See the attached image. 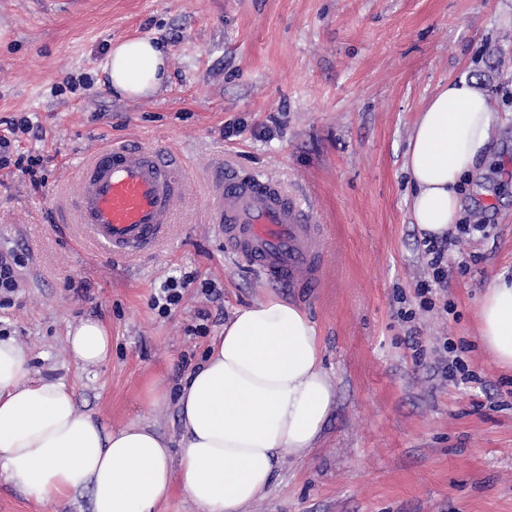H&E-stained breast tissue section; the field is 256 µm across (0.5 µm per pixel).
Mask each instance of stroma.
<instances>
[{
  "label": "stroma",
  "mask_w": 512,
  "mask_h": 512,
  "mask_svg": "<svg viewBox=\"0 0 512 512\" xmlns=\"http://www.w3.org/2000/svg\"><path fill=\"white\" fill-rule=\"evenodd\" d=\"M140 37L166 51L169 79L129 99L103 61ZM456 78L485 91L501 123L493 162L465 184L475 230L445 241L443 291L404 154L427 100ZM23 116L33 128L13 155L46 162L38 187L0 168V252L20 258L0 335L28 350L32 377L64 382L108 426H151L176 456L180 379L237 309L289 299L321 338L335 403L316 448L284 454L246 512H512V372L476 320L487 285L512 278V0H0V133ZM129 138L178 152L185 190L167 241L115 257L54 215L91 150ZM228 167L277 182L324 226L318 292L269 284L225 252L208 205ZM182 275V300L161 313L154 297ZM85 319L112 337L102 364L69 356L67 332ZM447 341L466 379L442 377ZM154 381L167 394L152 403ZM0 512L89 503L40 501L0 476Z\"/></svg>",
  "instance_id": "35a3bbf8"
}]
</instances>
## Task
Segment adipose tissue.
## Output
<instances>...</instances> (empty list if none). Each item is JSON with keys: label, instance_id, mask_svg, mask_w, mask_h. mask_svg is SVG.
I'll list each match as a JSON object with an SVG mask.
<instances>
[{"label": "adipose tissue", "instance_id": "obj_1", "mask_svg": "<svg viewBox=\"0 0 512 512\" xmlns=\"http://www.w3.org/2000/svg\"><path fill=\"white\" fill-rule=\"evenodd\" d=\"M104 70L127 98L158 92L167 57L148 38L113 45ZM499 116L489 96L464 78L428 100L409 138L410 209L423 237H444L463 218L465 175L491 155ZM478 335L512 369V282L481 296ZM71 358L107 360L112 338L87 320L66 336ZM321 339L295 303L270 297L239 309L215 337L178 394L182 452L172 457L151 427L105 426L78 411L60 381L32 379L27 350L0 338V470L40 500L89 494L91 512H158L173 491L199 512H245L270 487L283 452L314 448L335 392L321 371Z\"/></svg>", "mask_w": 512, "mask_h": 512}]
</instances>
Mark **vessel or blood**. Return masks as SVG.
Returning <instances> with one entry per match:
<instances>
[{
	"label": "vessel or blood",
	"mask_w": 512,
	"mask_h": 512,
	"mask_svg": "<svg viewBox=\"0 0 512 512\" xmlns=\"http://www.w3.org/2000/svg\"><path fill=\"white\" fill-rule=\"evenodd\" d=\"M210 221L234 258L273 283L312 288L322 266V229L278 184L217 170ZM183 166L171 150L109 143L84 163L73 218L109 254L154 247L172 223L183 191Z\"/></svg>",
	"instance_id": "obj_1"
}]
</instances>
